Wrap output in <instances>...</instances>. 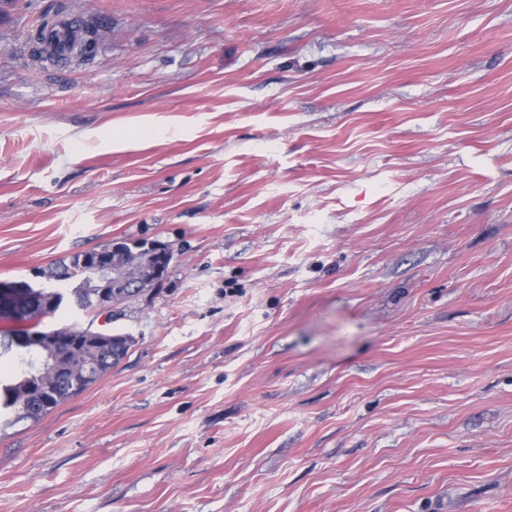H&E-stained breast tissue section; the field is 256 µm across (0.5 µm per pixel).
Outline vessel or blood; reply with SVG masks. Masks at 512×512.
Returning <instances> with one entry per match:
<instances>
[{"instance_id":"1","label":"vessel or blood","mask_w":512,"mask_h":512,"mask_svg":"<svg viewBox=\"0 0 512 512\" xmlns=\"http://www.w3.org/2000/svg\"><path fill=\"white\" fill-rule=\"evenodd\" d=\"M85 24V15L78 12L40 19L32 29L34 47L47 58L67 62L84 40Z\"/></svg>"}]
</instances>
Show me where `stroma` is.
Returning a JSON list of instances; mask_svg holds the SVG:
<instances>
[{
  "label": "stroma",
  "mask_w": 512,
  "mask_h": 512,
  "mask_svg": "<svg viewBox=\"0 0 512 512\" xmlns=\"http://www.w3.org/2000/svg\"><path fill=\"white\" fill-rule=\"evenodd\" d=\"M113 239L173 261L43 320L133 343L0 512H512V0H0V281ZM86 16L78 12L43 18L32 29L37 36L33 47L41 55L58 63H66L83 43Z\"/></svg>",
  "instance_id": "1"
}]
</instances>
